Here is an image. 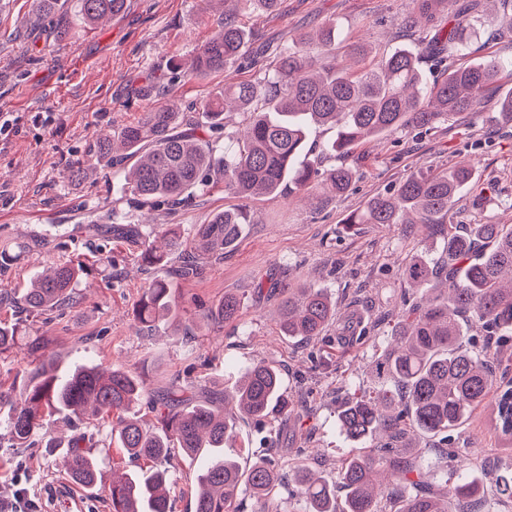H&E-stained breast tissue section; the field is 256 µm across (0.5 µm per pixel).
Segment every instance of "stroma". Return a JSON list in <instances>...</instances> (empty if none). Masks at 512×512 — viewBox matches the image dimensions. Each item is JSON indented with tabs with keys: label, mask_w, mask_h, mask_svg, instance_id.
I'll return each instance as SVG.
<instances>
[{
	"label": "stroma",
	"mask_w": 512,
	"mask_h": 512,
	"mask_svg": "<svg viewBox=\"0 0 512 512\" xmlns=\"http://www.w3.org/2000/svg\"><path fill=\"white\" fill-rule=\"evenodd\" d=\"M412 0H284L278 14L257 16L241 0H128L122 17L89 29L78 0H65L53 22L38 23L37 0H0V114L14 120L0 139V244L44 237L46 248L28 253L0 274L1 288L26 287L46 266L102 248L113 258L83 275L78 308L28 318L19 324L15 348L0 359V384L11 385L27 365L28 344L42 336L45 355L59 370L82 364L122 363L141 375L152 395L169 384L194 394L229 386L259 361L283 371L284 388L296 417L273 419L285 440L263 445L264 429L238 425L230 453L254 460L268 453L283 470L305 464L332 478L340 463L361 454L360 444L341 433L337 403L371 393L378 381L369 366L387 349L388 331L401 305L402 273L411 257L442 246L412 224H367L355 233L342 221L365 200L393 191L413 172L431 166L471 162L477 191L465 192L453 217L457 224H512V123L497 121L501 95L512 90V73L503 72L476 112L455 116L428 133L405 129L362 145L365 157L349 191L334 197L316 189L303 194L259 197L247 202L223 188L191 194L187 204L144 213L131 205L121 174L96 149L97 137L138 119L150 108L177 102L181 110L200 105L224 84L249 81L258 71L247 63L169 87L172 62H187L214 34L225 11L236 12L253 36L252 52L272 60L276 50L327 21L336 22L348 46L366 44L372 55L394 47L417 46L416 36L399 25ZM494 58L512 61V31L493 23L452 65ZM81 162L86 179L72 181L67 169ZM247 206L253 222L235 248L198 279L177 284L179 324L146 328L134 318L146 273L135 244L89 237L87 224L179 225L191 233L212 214ZM314 285L326 289L340 316H356L368 335L346 352L281 336L277 327L278 288ZM245 298L238 322L220 327L203 320L225 294ZM463 433L472 444L459 458L438 448L416 461L425 481L442 472L492 475L512 466L491 422L489 406L475 409ZM86 450L103 470L138 472L143 461L109 444L105 432L89 430ZM29 490L34 512H109L108 493L85 490L59 466L43 442L24 449L0 447V502L12 503Z\"/></svg>",
	"instance_id": "35a3bbf8"
}]
</instances>
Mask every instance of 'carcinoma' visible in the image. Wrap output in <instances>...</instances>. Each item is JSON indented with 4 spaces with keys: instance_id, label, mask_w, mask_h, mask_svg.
<instances>
[{
    "instance_id": "cac0c4a2",
    "label": "carcinoma",
    "mask_w": 512,
    "mask_h": 512,
    "mask_svg": "<svg viewBox=\"0 0 512 512\" xmlns=\"http://www.w3.org/2000/svg\"><path fill=\"white\" fill-rule=\"evenodd\" d=\"M450 0H412V10L401 25L426 42V58L443 62L476 35L481 17L472 7L455 8L448 29L439 27V14ZM512 0H499L494 18L512 30ZM127 0H80L84 22L94 27L124 14ZM339 28L323 24L284 46L274 59L248 82L224 85L201 103L208 119L207 134L184 121V113L170 103L142 113L140 119L112 135L98 138L101 156L122 169L127 190L137 206L176 208L188 202L189 191L202 194L224 184V191L242 198L277 196L286 192L327 187L343 195L356 175L355 150L367 139L390 135L409 127L424 133L462 112L477 111L481 96L498 80L505 63L487 60L465 67L449 66L439 76L426 77L420 54L395 48L369 57L354 48L350 61L336 56ZM249 33L230 14L197 51L189 65L177 63L170 82L219 72L230 63L247 59ZM248 114L240 133L224 123L227 106ZM327 126L336 138L325 153L339 164L323 168L319 156L306 166L299 162L312 128ZM471 165L427 168L404 179L396 190L372 197L343 221L351 230L362 224H420L427 234L447 233L441 258L434 264L420 257L403 271L412 296L403 298L395 315L393 345L372 362L371 370L392 383L368 398L348 397L338 412L340 429L355 442L369 444L370 452L346 459L336 469V480L317 477L305 465L292 469L297 494L309 512H451L448 498L473 499L472 512H481L476 499L481 485L451 471L439 483L441 492L413 478L416 466L398 456L397 443L415 448V437L438 438L437 447L453 455L459 450L461 427L473 409L491 402L495 429L512 441V377L498 371L500 346L478 348L466 335V323L480 325L488 336L512 335V227L474 224L460 235L448 217L460 193L472 185ZM251 223L241 208L213 214L194 226L192 239L169 229L160 244L143 246L139 258L146 268L180 260L175 275L193 280L209 266L224 260L242 225ZM117 238L140 237V224H112ZM32 242L0 246V267L31 251ZM89 270L80 257L53 265L32 286L12 292L18 313L42 315L81 304L74 288ZM172 284L152 278L136 304V321L150 328L175 312ZM280 334L288 338L321 340L338 322L336 304L327 291L313 286L281 289ZM244 302L236 294L206 314V321L224 325L239 320ZM18 327L0 325V355L15 345ZM45 341L30 344L31 367L22 376L21 398L14 387L0 388V409H7L0 426L11 448H28L33 438L53 447V426L61 421L78 429L59 458L66 474L90 490L104 473L83 450L82 429L107 425V436L117 439L131 459L158 463L151 471L112 475L108 485L112 512H173L171 488L176 480L161 462L172 450L208 463L194 489L195 512H241L238 499L248 493L263 502L261 512H273L270 501L280 485L278 463L269 458L242 465L224 455V443L234 437L237 422L261 424L271 416H292L282 387L280 369L259 361L223 390L222 405L183 404L180 390L170 388L156 407L152 426L131 414L146 390L145 380L122 364L109 368L83 365L65 375L43 357ZM344 491L343 505L336 489ZM499 500L512 501V469L495 480Z\"/></svg>"
}]
</instances>
